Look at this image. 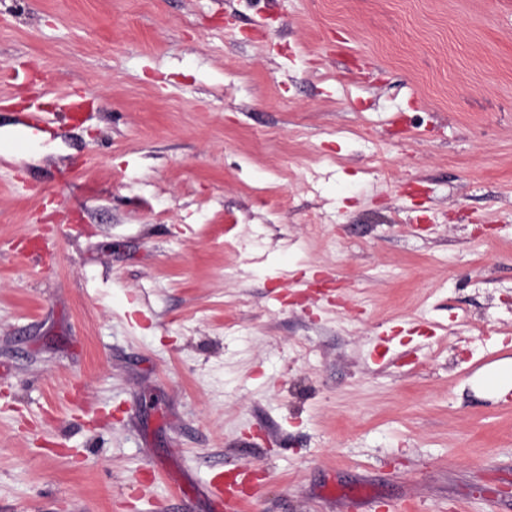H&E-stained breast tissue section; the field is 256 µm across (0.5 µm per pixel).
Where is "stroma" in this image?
I'll return each instance as SVG.
<instances>
[{
  "mask_svg": "<svg viewBox=\"0 0 512 512\" xmlns=\"http://www.w3.org/2000/svg\"><path fill=\"white\" fill-rule=\"evenodd\" d=\"M7 66L0 512H512V0H0ZM477 384L496 396L512 391V359H504L484 368L476 376ZM209 483L214 503L218 507L223 506L225 512H238L244 489L250 488L252 493H255L258 488L250 468H238L231 473H218Z\"/></svg>",
  "mask_w": 512,
  "mask_h": 512,
  "instance_id": "stroma-1",
  "label": "stroma"
}]
</instances>
